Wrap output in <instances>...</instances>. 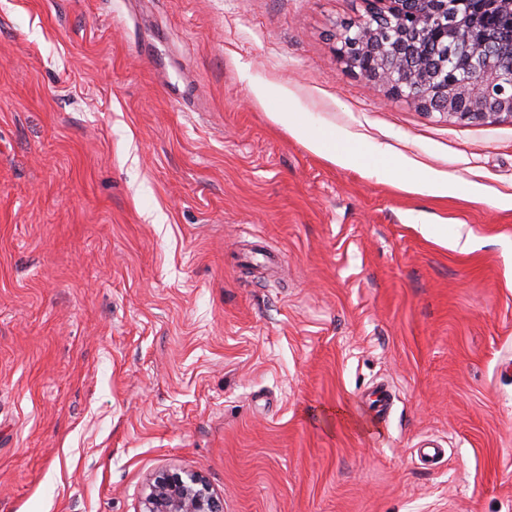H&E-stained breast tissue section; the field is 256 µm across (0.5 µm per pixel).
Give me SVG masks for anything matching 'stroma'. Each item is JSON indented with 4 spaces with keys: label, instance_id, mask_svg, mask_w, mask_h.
<instances>
[{
    "label": "stroma",
    "instance_id": "35a3bbf8",
    "mask_svg": "<svg viewBox=\"0 0 512 512\" xmlns=\"http://www.w3.org/2000/svg\"><path fill=\"white\" fill-rule=\"evenodd\" d=\"M366 18L0 0V512H138L160 470L224 512H512V121L348 70ZM314 146L323 153L329 160L340 165H352L363 163L367 167L370 165L362 162L358 151L349 146L348 142L343 139L336 138V134H323L314 141ZM401 188L409 192H429L437 195H448L453 190L454 181L450 177H430V178H408L402 181Z\"/></svg>",
    "mask_w": 512,
    "mask_h": 512
}]
</instances>
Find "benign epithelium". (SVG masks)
Masks as SVG:
<instances>
[{"instance_id":"obj_1","label":"benign epithelium","mask_w":512,"mask_h":512,"mask_svg":"<svg viewBox=\"0 0 512 512\" xmlns=\"http://www.w3.org/2000/svg\"><path fill=\"white\" fill-rule=\"evenodd\" d=\"M369 19L340 36L350 70L427 111L460 122L512 120V56L479 21L512 26V0H367ZM139 512H223L197 473L162 470L146 485Z\"/></svg>"}]
</instances>
